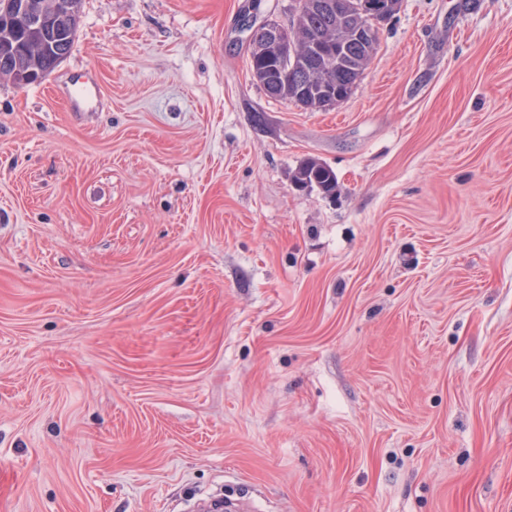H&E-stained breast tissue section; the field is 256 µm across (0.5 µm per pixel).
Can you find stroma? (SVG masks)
<instances>
[{
  "label": "stroma",
  "instance_id": "obj_1",
  "mask_svg": "<svg viewBox=\"0 0 512 512\" xmlns=\"http://www.w3.org/2000/svg\"><path fill=\"white\" fill-rule=\"evenodd\" d=\"M456 3L326 112L249 70L293 0H84L0 77V512H512V0ZM25 60V53H22V56L18 54L10 56L9 52L2 53V57H0V73L10 76L17 81V84H25L26 79L29 80L30 77L29 73L25 71ZM308 180L312 187L316 182L322 188L324 194H332L336 190L337 178L335 172L327 165L314 159H307L300 164L295 172L294 180Z\"/></svg>",
  "mask_w": 512,
  "mask_h": 512
}]
</instances>
